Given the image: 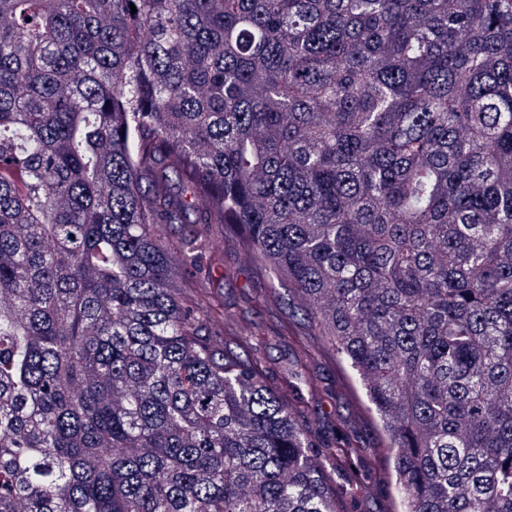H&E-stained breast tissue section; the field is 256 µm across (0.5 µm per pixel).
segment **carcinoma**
Returning a JSON list of instances; mask_svg holds the SVG:
<instances>
[{"mask_svg":"<svg viewBox=\"0 0 512 512\" xmlns=\"http://www.w3.org/2000/svg\"><path fill=\"white\" fill-rule=\"evenodd\" d=\"M216 227L396 512H512V0H0V512H342L364 449L191 303ZM215 231L211 244L199 257L201 273L194 280L193 288L197 289L193 302L224 306L226 336L239 332L250 335V331L256 334L253 338L257 350H234L243 359L260 361L266 370V383L271 387L286 389L288 369L299 363L304 346L314 349L315 358L307 363V368L320 386L321 394L314 399L305 392L302 395L288 392L289 398L302 420L316 423L313 439L336 443L337 438L348 435L366 448L364 463L371 465L376 454H385L382 435L357 385L351 383L350 371L339 368L331 355L318 352L317 336H308L311 333L308 323L288 305L287 293L280 290L281 294L273 296L268 272L261 265L245 262L235 240ZM245 290L253 297L251 304L242 301ZM266 337L268 342L264 341ZM336 385L342 388V396L336 398L324 393L328 388L336 394Z\"/></svg>","mask_w":512,"mask_h":512,"instance_id":"cac0c4a2","label":"carcinoma"}]
</instances>
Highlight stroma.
Masks as SVG:
<instances>
[{
	"label": "stroma",
	"mask_w": 512,
	"mask_h": 512,
	"mask_svg": "<svg viewBox=\"0 0 512 512\" xmlns=\"http://www.w3.org/2000/svg\"><path fill=\"white\" fill-rule=\"evenodd\" d=\"M199 264L194 302L223 305L226 335L254 333L256 346L248 350V357L262 363L269 386L287 388L288 370L302 361L304 347L317 351L319 346L307 321L289 305L286 294H271L268 273L261 265L245 262L234 239L215 234L200 255ZM246 292L252 295V303L243 302ZM307 368L324 394L315 399L295 394L291 400L302 420L313 423V439L333 443L340 436H350L365 448V463H372L383 452L382 435L364 397L351 382L349 371L339 368L332 356L318 351L307 362ZM330 480L344 486L357 485L358 512H391L393 508L384 473L357 477L334 473Z\"/></svg>",
	"instance_id": "1"
}]
</instances>
